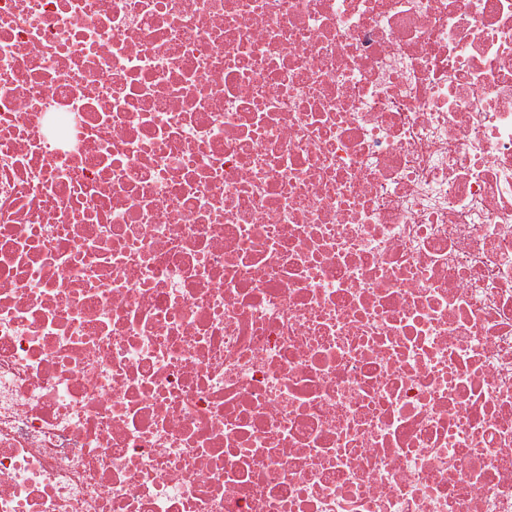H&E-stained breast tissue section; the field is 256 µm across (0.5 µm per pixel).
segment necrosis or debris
I'll list each match as a JSON object with an SVG mask.
<instances>
[{"label":"necrosis or debris","mask_w":512,"mask_h":512,"mask_svg":"<svg viewBox=\"0 0 512 512\" xmlns=\"http://www.w3.org/2000/svg\"><path fill=\"white\" fill-rule=\"evenodd\" d=\"M0 512H512V0H0Z\"/></svg>","instance_id":"necrosis-or-debris-1"}]
</instances>
